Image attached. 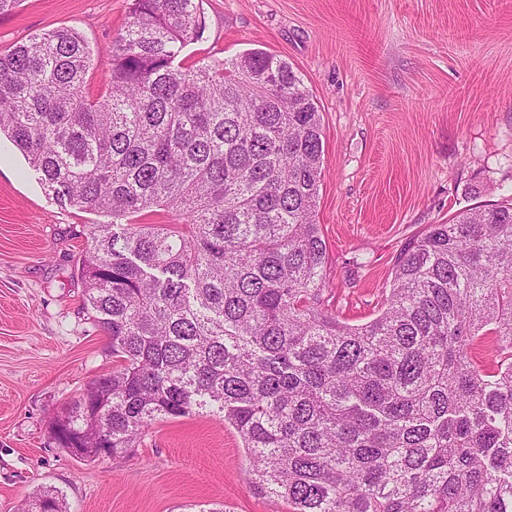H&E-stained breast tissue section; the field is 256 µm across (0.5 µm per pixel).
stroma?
<instances>
[{"label":"stroma","mask_w":512,"mask_h":512,"mask_svg":"<svg viewBox=\"0 0 512 512\" xmlns=\"http://www.w3.org/2000/svg\"><path fill=\"white\" fill-rule=\"evenodd\" d=\"M188 63L251 49L286 59L324 132L316 222L323 305L352 325L376 317L410 238L458 212L512 199V0H202ZM130 0H21L0 16V51L58 26L107 49ZM107 216L61 204L0 136V512L56 490L66 512H288L250 487L238 432L207 413L154 422L127 454L79 459L54 414L114 365L85 307L79 260Z\"/></svg>","instance_id":"obj_1"}]
</instances>
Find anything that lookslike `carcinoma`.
Instances as JSON below:
<instances>
[{
    "mask_svg": "<svg viewBox=\"0 0 512 512\" xmlns=\"http://www.w3.org/2000/svg\"><path fill=\"white\" fill-rule=\"evenodd\" d=\"M200 2L133 0L102 95L74 28L0 52V134L57 200L112 215L80 271L116 365L54 439L118 457L208 410L289 512H512V202L429 225L378 315L340 321L322 306L319 106L262 49L183 64ZM155 208L179 223H142ZM35 505L63 509L54 490Z\"/></svg>",
    "mask_w": 512,
    "mask_h": 512,
    "instance_id": "cac0c4a2",
    "label": "carcinoma"
}]
</instances>
